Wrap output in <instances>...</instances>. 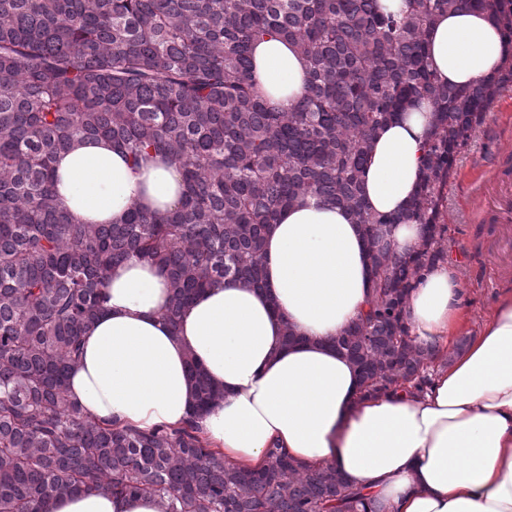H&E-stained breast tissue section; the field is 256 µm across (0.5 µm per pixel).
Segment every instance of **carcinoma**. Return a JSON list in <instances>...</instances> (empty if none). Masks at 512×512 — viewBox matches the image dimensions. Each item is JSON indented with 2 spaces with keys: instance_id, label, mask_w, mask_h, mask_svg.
I'll return each mask as SVG.
<instances>
[{
  "instance_id": "carcinoma-1",
  "label": "carcinoma",
  "mask_w": 512,
  "mask_h": 512,
  "mask_svg": "<svg viewBox=\"0 0 512 512\" xmlns=\"http://www.w3.org/2000/svg\"><path fill=\"white\" fill-rule=\"evenodd\" d=\"M0 0V512H44L79 492L153 494L163 512H373L333 467L268 450L258 469L227 464L197 418L222 394L189 358L197 391L177 428L142 432L84 415L68 389L81 335L102 310L111 269L136 257L166 276L168 324L205 289L260 288L266 235L296 197L349 211L368 244L373 297L336 337L368 392L424 390L441 358L409 332L422 273L444 259L438 224L461 150L512 82V59L467 86L439 81L426 34L442 13L492 16L512 45V0ZM276 34L307 63L288 111L258 94L251 47ZM435 107L424 178L407 218L421 243L397 255L365 205L374 135L418 99ZM109 138L137 164H179L184 194L166 213L74 224L52 163L76 141Z\"/></svg>"
}]
</instances>
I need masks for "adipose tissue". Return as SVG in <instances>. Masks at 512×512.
Listing matches in <instances>:
<instances>
[{
	"label": "adipose tissue",
	"mask_w": 512,
	"mask_h": 512,
	"mask_svg": "<svg viewBox=\"0 0 512 512\" xmlns=\"http://www.w3.org/2000/svg\"><path fill=\"white\" fill-rule=\"evenodd\" d=\"M425 48L442 82L465 86L501 66L506 42L487 13L461 9L435 20ZM252 54L260 91L288 110L305 90V60L275 36ZM433 124L432 105L419 100L375 135L362 184L369 211H406ZM53 174L77 224H121L134 207L164 213L183 190L167 159L133 164L106 138L74 143ZM371 290L361 226L343 208L299 197L266 237L262 287L209 288L178 328L164 319L169 288L160 272L134 258L113 269L69 392L96 421L176 428L196 400L192 355L224 392L198 425L235 466L259 467L276 447L303 466L335 467L377 512H512V294L423 392L366 394L332 340L366 310ZM465 306L448 267L425 271L410 295V332L451 343ZM288 326L299 343L285 344ZM48 512L161 508L151 496L81 494L54 500Z\"/></svg>",
	"instance_id": "ef3b65f1"
}]
</instances>
